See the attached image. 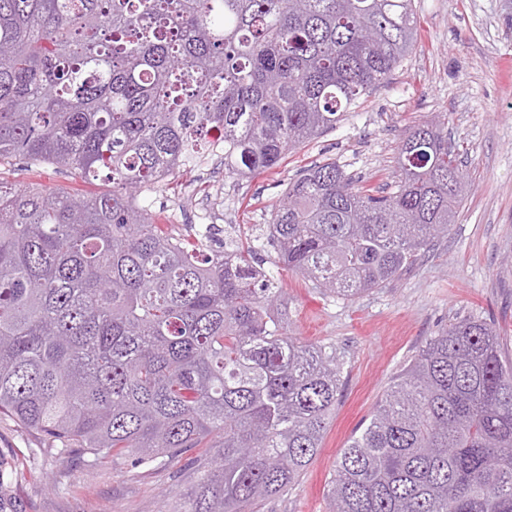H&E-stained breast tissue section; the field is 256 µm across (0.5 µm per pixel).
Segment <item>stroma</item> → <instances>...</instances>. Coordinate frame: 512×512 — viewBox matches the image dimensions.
<instances>
[{
	"label": "stroma",
	"instance_id": "1",
	"mask_svg": "<svg viewBox=\"0 0 512 512\" xmlns=\"http://www.w3.org/2000/svg\"><path fill=\"white\" fill-rule=\"evenodd\" d=\"M416 43L336 129L288 151L276 167L250 178L192 169L139 206L171 234L219 249L225 236H264L272 208L292 179L315 163L336 162L363 185L392 186L399 138L422 123L447 120L471 190L448 238L400 278L345 301L317 293L300 276L275 270L272 246L254 262L277 271L286 291L288 333L331 345L346 361L343 386L322 447L296 484L249 512H328L336 458L369 417L394 376L431 336L456 320L479 317L512 356V0H414ZM0 180L72 193L108 192L53 165L0 163ZM219 211L211 227L195 223L203 202ZM204 471L195 452L178 459L93 465L55 449L47 436L0 416V512H173Z\"/></svg>",
	"mask_w": 512,
	"mask_h": 512
}]
</instances>
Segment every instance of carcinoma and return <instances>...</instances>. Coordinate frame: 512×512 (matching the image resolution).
I'll return each instance as SVG.
<instances>
[{"instance_id":"carcinoma-1","label":"carcinoma","mask_w":512,"mask_h":512,"mask_svg":"<svg viewBox=\"0 0 512 512\" xmlns=\"http://www.w3.org/2000/svg\"><path fill=\"white\" fill-rule=\"evenodd\" d=\"M413 0H0V160L107 173L76 196L0 181V414L109 462L202 449L178 512H242L321 448L343 357L288 335L255 245L200 259L137 196L224 139L243 178L336 128L413 49ZM397 181L336 162L288 182L275 263L345 299L448 235L463 163L439 124L401 138ZM328 512H512V362L488 323L430 337L336 462Z\"/></svg>"}]
</instances>
